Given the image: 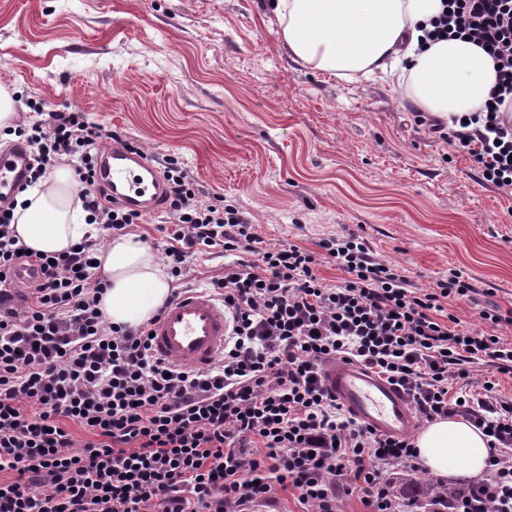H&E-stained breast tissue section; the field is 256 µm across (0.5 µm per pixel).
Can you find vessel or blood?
<instances>
[{"instance_id":"b4317fda","label":"vessel or blood","mask_w":512,"mask_h":512,"mask_svg":"<svg viewBox=\"0 0 512 512\" xmlns=\"http://www.w3.org/2000/svg\"><path fill=\"white\" fill-rule=\"evenodd\" d=\"M30 162L25 145L0 152V193L25 178ZM95 177L113 200L131 210L156 214L165 210L164 179L145 155L122 146L98 150ZM153 354L168 365L203 372L223 354L231 336V316L223 301L188 292L171 302L152 327ZM323 380L344 411L387 437L408 436L417 421L408 394L361 364L338 358L325 363Z\"/></svg>"}]
</instances>
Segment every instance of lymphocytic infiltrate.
Wrapping results in <instances>:
<instances>
[{"label": "lymphocytic infiltrate", "mask_w": 512, "mask_h": 512, "mask_svg": "<svg viewBox=\"0 0 512 512\" xmlns=\"http://www.w3.org/2000/svg\"><path fill=\"white\" fill-rule=\"evenodd\" d=\"M424 36L472 39L488 48L496 83L484 111L439 127L482 179L512 193V0H441ZM16 129L33 154L26 185L57 163L72 166L97 238L48 256L18 246L9 201L0 202V512H253L278 489L302 512H336V494L361 487L374 512H390L383 472L410 467L412 440L377 435L348 416L322 382L342 357L401 387L426 421L459 416L486 431L482 478L454 512H512V402L459 392L471 365L512 373V343L464 331L444 304L472 293L450 271L420 290L349 234L320 241L343 272L325 284L319 258L297 245L266 248L237 210L202 200L196 180L168 161L163 253L177 283L194 247L230 261L212 288L233 317V336L206 372L171 368L150 352V326L108 323L105 284L93 261L106 235L138 228L141 213L112 201L92 176L112 131L80 112H45ZM37 264L17 291L11 272ZM77 424L88 439L68 429Z\"/></svg>", "instance_id": "f902f5d3"}]
</instances>
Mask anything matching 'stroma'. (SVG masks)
<instances>
[{
  "label": "stroma",
  "mask_w": 512,
  "mask_h": 512,
  "mask_svg": "<svg viewBox=\"0 0 512 512\" xmlns=\"http://www.w3.org/2000/svg\"><path fill=\"white\" fill-rule=\"evenodd\" d=\"M263 0H0V87L81 112L193 173L265 243L363 238L412 287L462 270L447 309L512 342V196L485 184L393 79L295 64Z\"/></svg>",
  "instance_id": "stroma-1"
}]
</instances>
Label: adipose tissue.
Wrapping results in <instances>:
<instances>
[{"label": "adipose tissue", "mask_w": 512, "mask_h": 512, "mask_svg": "<svg viewBox=\"0 0 512 512\" xmlns=\"http://www.w3.org/2000/svg\"><path fill=\"white\" fill-rule=\"evenodd\" d=\"M266 7L278 17L295 63L346 80L397 73L419 112L448 119L481 111L496 83L493 59L475 42L424 40L421 26L439 13L441 0H267ZM13 218L23 243L41 253L64 252L96 232L66 165L19 194ZM97 259L109 323L138 327L168 299L171 279L139 235L111 237ZM415 446L423 467L444 479L480 474L489 456L481 430L459 417L432 423Z\"/></svg>", "instance_id": "obj_1"}]
</instances>
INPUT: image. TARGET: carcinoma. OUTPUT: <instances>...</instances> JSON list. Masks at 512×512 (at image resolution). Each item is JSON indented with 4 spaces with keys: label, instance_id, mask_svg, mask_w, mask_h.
<instances>
[{
    "label": "carcinoma",
    "instance_id": "1",
    "mask_svg": "<svg viewBox=\"0 0 512 512\" xmlns=\"http://www.w3.org/2000/svg\"><path fill=\"white\" fill-rule=\"evenodd\" d=\"M386 487L395 512H448V505L460 496L455 487L408 471L388 478Z\"/></svg>",
    "mask_w": 512,
    "mask_h": 512
}]
</instances>
